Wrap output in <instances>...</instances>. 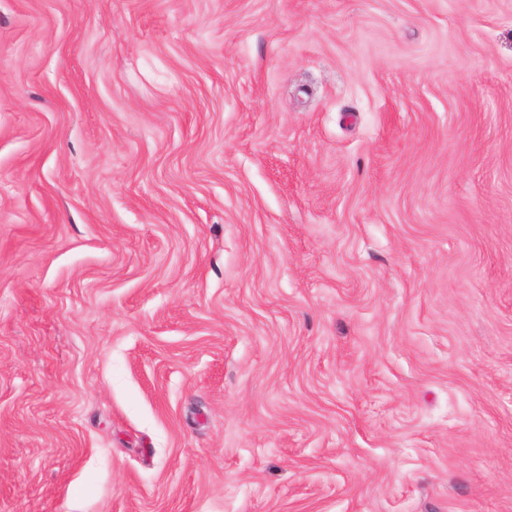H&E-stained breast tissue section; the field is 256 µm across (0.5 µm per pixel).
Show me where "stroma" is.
Returning a JSON list of instances; mask_svg holds the SVG:
<instances>
[{
	"label": "stroma",
	"instance_id": "obj_1",
	"mask_svg": "<svg viewBox=\"0 0 512 512\" xmlns=\"http://www.w3.org/2000/svg\"><path fill=\"white\" fill-rule=\"evenodd\" d=\"M0 512H512V0H0Z\"/></svg>",
	"mask_w": 512,
	"mask_h": 512
}]
</instances>
